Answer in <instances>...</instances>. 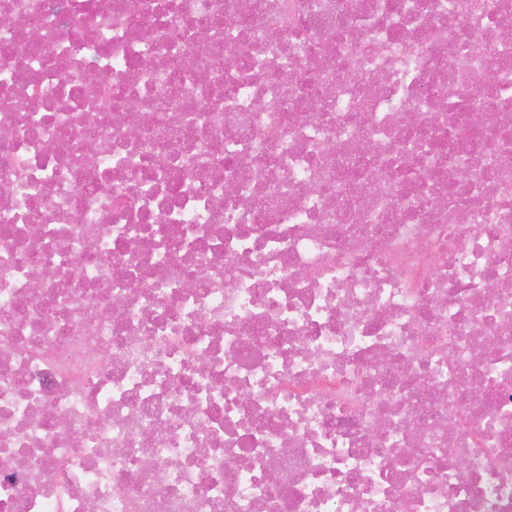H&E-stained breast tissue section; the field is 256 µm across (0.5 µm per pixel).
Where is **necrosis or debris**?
<instances>
[{"label": "necrosis or debris", "instance_id": "obj_1", "mask_svg": "<svg viewBox=\"0 0 512 512\" xmlns=\"http://www.w3.org/2000/svg\"><path fill=\"white\" fill-rule=\"evenodd\" d=\"M0 16V512H512V0Z\"/></svg>", "mask_w": 512, "mask_h": 512}]
</instances>
